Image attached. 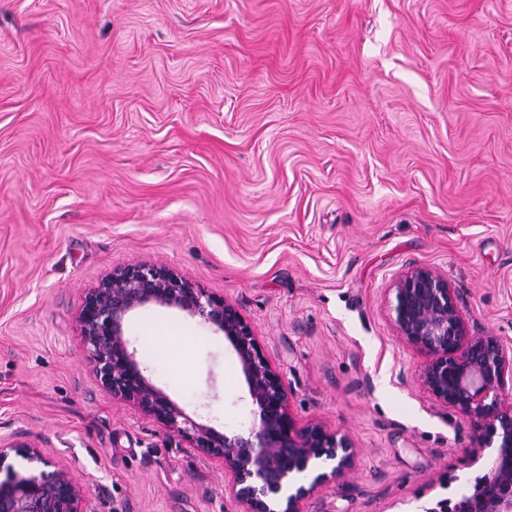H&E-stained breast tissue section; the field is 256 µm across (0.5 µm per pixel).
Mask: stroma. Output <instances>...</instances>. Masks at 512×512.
<instances>
[{
  "instance_id": "obj_1",
  "label": "stroma",
  "mask_w": 512,
  "mask_h": 512,
  "mask_svg": "<svg viewBox=\"0 0 512 512\" xmlns=\"http://www.w3.org/2000/svg\"><path fill=\"white\" fill-rule=\"evenodd\" d=\"M233 303L299 423L354 468L305 512H417L485 472L417 381L392 280L426 267L512 345V0H0V438L65 465L91 512H233L221 464L112 398L77 315L138 262ZM194 339L153 359L142 324ZM194 420L248 417L223 336L131 314Z\"/></svg>"
}]
</instances>
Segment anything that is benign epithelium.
<instances>
[{"label": "benign epithelium", "mask_w": 512, "mask_h": 512, "mask_svg": "<svg viewBox=\"0 0 512 512\" xmlns=\"http://www.w3.org/2000/svg\"><path fill=\"white\" fill-rule=\"evenodd\" d=\"M397 335L424 352L419 381L436 401L470 421L475 459L493 449L487 472L456 498L420 512H512V347L499 337L474 336L458 289L425 268L391 283ZM159 307L201 317L227 341L245 378L251 420L232 433L193 420L146 375L129 349L125 323L134 311ZM92 372L102 389L161 424L199 454L224 465V491L237 512H304L320 487L354 466L357 448L347 433L315 422L297 425L289 393L237 307L164 266L138 263L107 274L78 314ZM54 470L28 474L4 466L10 453ZM0 512H90L83 489L59 463L21 436L0 438Z\"/></svg>", "instance_id": "benign-epithelium-1"}]
</instances>
